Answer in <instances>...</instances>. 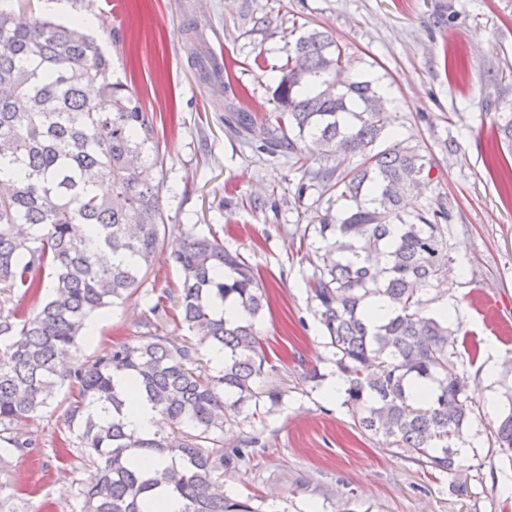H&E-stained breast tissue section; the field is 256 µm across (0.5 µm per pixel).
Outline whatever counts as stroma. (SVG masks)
I'll use <instances>...</instances> for the list:
<instances>
[{
  "label": "stroma",
  "mask_w": 512,
  "mask_h": 512,
  "mask_svg": "<svg viewBox=\"0 0 512 512\" xmlns=\"http://www.w3.org/2000/svg\"><path fill=\"white\" fill-rule=\"evenodd\" d=\"M47 11L28 0L17 20L66 23L94 16L93 36L112 57V76L154 117L170 224L213 230L258 268L270 296L258 328L272 372L261 418L229 428L231 445L258 443L224 488L263 512H512V460L493 431L512 402V154L495 133L512 114V0H61ZM327 32L346 72L377 81L392 127L435 162L414 208L448 209L450 282L425 295L429 310L452 304L472 422L453 473L422 469L375 436L361 434L326 387L338 373L308 282L317 242L306 230L337 211L295 158L272 157L224 121L234 99L257 119L276 112L273 90L288 49L307 30ZM223 66L205 84L196 61ZM142 309L128 303L99 317L80 355L138 336ZM317 371L318 381L305 378ZM69 387L25 426L36 447L0 459V512H67L74 482L58 440Z\"/></svg>",
  "instance_id": "stroma-1"
}]
</instances>
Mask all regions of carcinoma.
Segmentation results:
<instances>
[{
	"instance_id": "obj_1",
	"label": "carcinoma",
	"mask_w": 512,
	"mask_h": 512,
	"mask_svg": "<svg viewBox=\"0 0 512 512\" xmlns=\"http://www.w3.org/2000/svg\"><path fill=\"white\" fill-rule=\"evenodd\" d=\"M342 49L312 29L289 49L274 89L278 112L257 124L231 102L228 123L270 154L293 155L342 202L313 229L310 287L345 383L355 426L411 454L424 469L457 467L472 409L449 366L456 330L428 310L424 295L448 270V211L406 220L401 202L432 182L435 165L412 140L389 130L376 82L339 79ZM359 156L348 172L307 166ZM155 129L136 95L112 81V58L79 20L14 22L0 10V451L35 448L19 427L50 405L66 382L77 388L65 414V460L92 466L76 481L79 512H261L224 491V470L258 444L224 449V429L262 417L259 384L269 364L257 320L266 305L256 267L196 225L167 224L160 183L140 176ZM108 182L112 194L94 186ZM178 233L168 259L181 291L145 289L160 242ZM50 270L44 283L40 269ZM28 302L6 307L13 297ZM390 314L375 321L368 300ZM144 302L142 332L89 359L79 356L86 321L108 308ZM238 311L224 317L218 305ZM179 308L187 336L166 330ZM224 349V368L200 364ZM146 401L167 428H127L128 402ZM494 438L512 454V408Z\"/></svg>"
}]
</instances>
